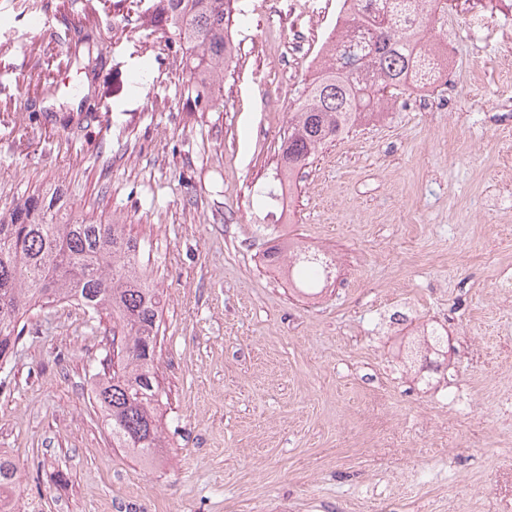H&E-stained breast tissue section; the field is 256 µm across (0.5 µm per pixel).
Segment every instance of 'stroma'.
Instances as JSON below:
<instances>
[{"label":"stroma","instance_id":"stroma-1","mask_svg":"<svg viewBox=\"0 0 512 512\" xmlns=\"http://www.w3.org/2000/svg\"><path fill=\"white\" fill-rule=\"evenodd\" d=\"M294 2L234 0L223 97L197 112L176 37L145 23L154 0H0V208L58 186L123 220L162 295L149 463L112 445L92 399L108 347L80 306L29 314L0 367L20 512H512L507 6L450 0L427 33L447 71L325 144L283 202L276 149L338 12ZM287 239L335 256L317 298L269 260ZM428 329L425 368L409 350Z\"/></svg>","mask_w":512,"mask_h":512}]
</instances>
